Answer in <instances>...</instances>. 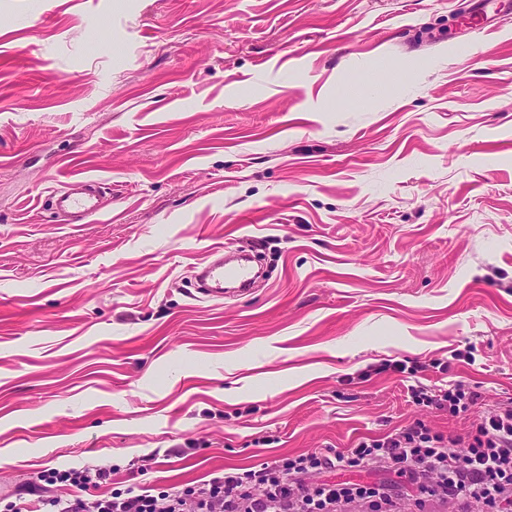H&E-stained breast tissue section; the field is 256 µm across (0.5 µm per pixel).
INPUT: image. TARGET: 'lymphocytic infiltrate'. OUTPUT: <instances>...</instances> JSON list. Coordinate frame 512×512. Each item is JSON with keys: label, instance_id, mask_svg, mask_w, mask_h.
I'll list each match as a JSON object with an SVG mask.
<instances>
[{"label": "lymphocytic infiltrate", "instance_id": "1", "mask_svg": "<svg viewBox=\"0 0 512 512\" xmlns=\"http://www.w3.org/2000/svg\"><path fill=\"white\" fill-rule=\"evenodd\" d=\"M410 395L415 405L452 414L478 400L461 382L437 394L417 385ZM335 467L396 473L459 512H512V407L480 411L463 436L433 431L418 419L343 452L322 448L275 457L257 469L228 468L183 492L109 500L78 492L55 506L57 512H409L411 500L392 496L384 485L322 479Z\"/></svg>", "mask_w": 512, "mask_h": 512}]
</instances>
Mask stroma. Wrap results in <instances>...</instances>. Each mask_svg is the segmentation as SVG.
I'll use <instances>...</instances> for the list:
<instances>
[{
  "label": "stroma",
  "instance_id": "stroma-1",
  "mask_svg": "<svg viewBox=\"0 0 512 512\" xmlns=\"http://www.w3.org/2000/svg\"><path fill=\"white\" fill-rule=\"evenodd\" d=\"M469 0H0V512L182 491L512 404V12ZM72 176L112 207L43 202ZM248 242L256 288L191 285ZM409 360L415 374L382 370ZM50 196L59 216L73 217L67 224H87L106 210L99 181L89 177H73ZM409 391L415 405L422 407L435 406L451 414L471 410L472 407L477 405L478 400V394L462 382L450 386L448 390L439 392L440 394H434L421 385L410 386ZM47 473L48 474L44 475L45 477H49L56 481H60L61 483L69 482L70 484L78 487H86L89 486L90 484H96L97 480H105L107 477L106 472L101 470H97L92 475L60 471H48Z\"/></svg>",
  "mask_w": 512,
  "mask_h": 512
}]
</instances>
